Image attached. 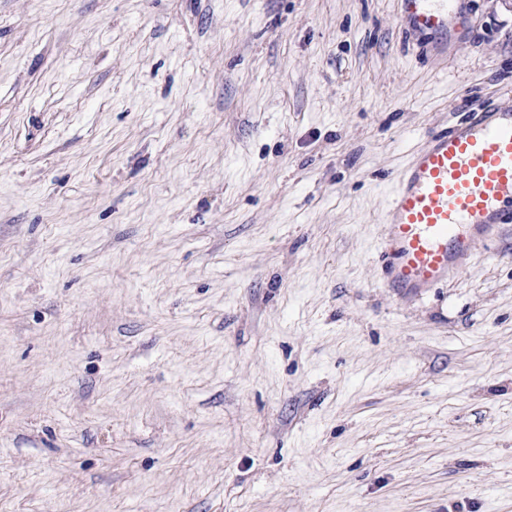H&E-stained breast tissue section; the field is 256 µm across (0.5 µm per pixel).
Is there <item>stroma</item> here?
<instances>
[{
    "label": "stroma",
    "mask_w": 512,
    "mask_h": 512,
    "mask_svg": "<svg viewBox=\"0 0 512 512\" xmlns=\"http://www.w3.org/2000/svg\"><path fill=\"white\" fill-rule=\"evenodd\" d=\"M0 0V512H512V229L377 263L512 0ZM405 19L412 31L430 38L448 39V23L456 14L459 0H401Z\"/></svg>",
    "instance_id": "obj_1"
}]
</instances>
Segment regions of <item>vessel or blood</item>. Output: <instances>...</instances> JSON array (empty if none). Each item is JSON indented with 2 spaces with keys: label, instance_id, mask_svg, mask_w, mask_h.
<instances>
[{
  "label": "vessel or blood",
  "instance_id": "b4317fda",
  "mask_svg": "<svg viewBox=\"0 0 512 512\" xmlns=\"http://www.w3.org/2000/svg\"><path fill=\"white\" fill-rule=\"evenodd\" d=\"M412 31L440 49L459 0H401ZM512 224V107L493 104L432 133L400 174L378 254L386 285L402 297L447 282L476 241Z\"/></svg>",
  "mask_w": 512,
  "mask_h": 512
}]
</instances>
